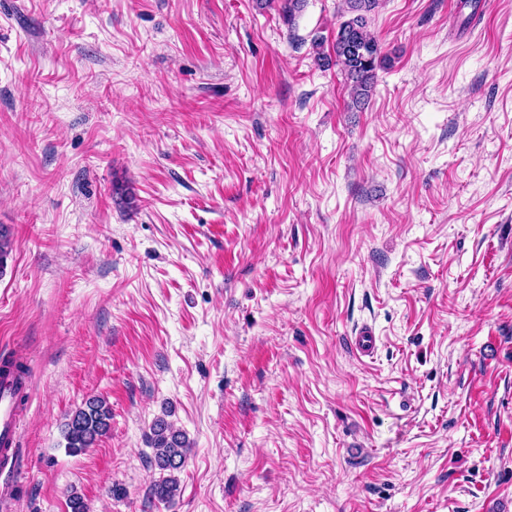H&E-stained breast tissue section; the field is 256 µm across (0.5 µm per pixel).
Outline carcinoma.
Listing matches in <instances>:
<instances>
[{
  "mask_svg": "<svg viewBox=\"0 0 512 512\" xmlns=\"http://www.w3.org/2000/svg\"><path fill=\"white\" fill-rule=\"evenodd\" d=\"M342 21L336 30L333 52L349 86L352 105H366L375 86L377 71L392 65L380 40L370 29L371 16L380 0H343ZM112 412L100 397L87 399L69 416L64 425L65 448L71 454L86 451L111 428ZM149 445L151 463L161 472L150 486L151 497L168 503L176 495L178 473L184 468L190 451L186 436L173 424L159 417L151 427Z\"/></svg>",
  "mask_w": 512,
  "mask_h": 512,
  "instance_id": "cac0c4a2",
  "label": "carcinoma"
}]
</instances>
